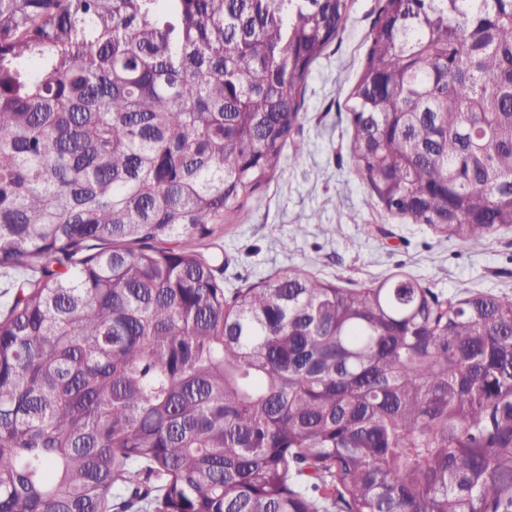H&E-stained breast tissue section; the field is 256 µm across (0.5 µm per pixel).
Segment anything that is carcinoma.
<instances>
[{"instance_id": "1", "label": "carcinoma", "mask_w": 512, "mask_h": 512, "mask_svg": "<svg viewBox=\"0 0 512 512\" xmlns=\"http://www.w3.org/2000/svg\"><path fill=\"white\" fill-rule=\"evenodd\" d=\"M349 0H0V512H512V295L284 270L213 235ZM347 105L386 209L512 226V0H384Z\"/></svg>"}]
</instances>
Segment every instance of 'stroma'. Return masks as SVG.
<instances>
[{
  "instance_id": "stroma-1",
  "label": "stroma",
  "mask_w": 512,
  "mask_h": 512,
  "mask_svg": "<svg viewBox=\"0 0 512 512\" xmlns=\"http://www.w3.org/2000/svg\"><path fill=\"white\" fill-rule=\"evenodd\" d=\"M349 5L345 28L311 68L279 169L249 199L246 219L218 225L200 250L218 256L229 296L291 268L341 288L406 274L442 301L512 295V226L482 244L463 243L388 212L362 173L345 104L381 0Z\"/></svg>"
}]
</instances>
